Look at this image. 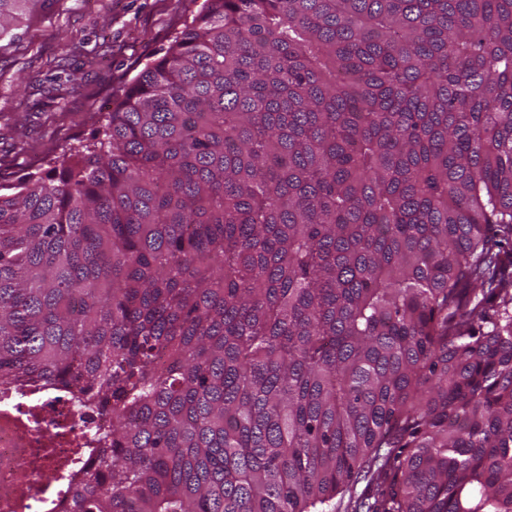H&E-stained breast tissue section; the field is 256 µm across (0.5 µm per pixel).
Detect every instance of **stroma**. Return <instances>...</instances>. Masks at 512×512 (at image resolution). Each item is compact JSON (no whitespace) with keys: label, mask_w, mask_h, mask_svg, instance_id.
Returning a JSON list of instances; mask_svg holds the SVG:
<instances>
[{"label":"stroma","mask_w":512,"mask_h":512,"mask_svg":"<svg viewBox=\"0 0 512 512\" xmlns=\"http://www.w3.org/2000/svg\"><path fill=\"white\" fill-rule=\"evenodd\" d=\"M205 0H46L0 40V165L89 137Z\"/></svg>","instance_id":"1"}]
</instances>
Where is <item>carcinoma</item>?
Here are the masks:
<instances>
[{
	"mask_svg": "<svg viewBox=\"0 0 512 512\" xmlns=\"http://www.w3.org/2000/svg\"><path fill=\"white\" fill-rule=\"evenodd\" d=\"M206 2L0 173V385L96 418L66 512H512V0Z\"/></svg>",
	"mask_w": 512,
	"mask_h": 512,
	"instance_id": "cac0c4a2",
	"label": "carcinoma"
}]
</instances>
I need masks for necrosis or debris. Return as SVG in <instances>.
Wrapping results in <instances>:
<instances>
[{
  "label": "necrosis or debris",
  "mask_w": 512,
  "mask_h": 512,
  "mask_svg": "<svg viewBox=\"0 0 512 512\" xmlns=\"http://www.w3.org/2000/svg\"><path fill=\"white\" fill-rule=\"evenodd\" d=\"M76 388L26 387L0 395V506L5 512H64L66 480L83 469L88 434Z\"/></svg>",
  "instance_id": "obj_1"
}]
</instances>
